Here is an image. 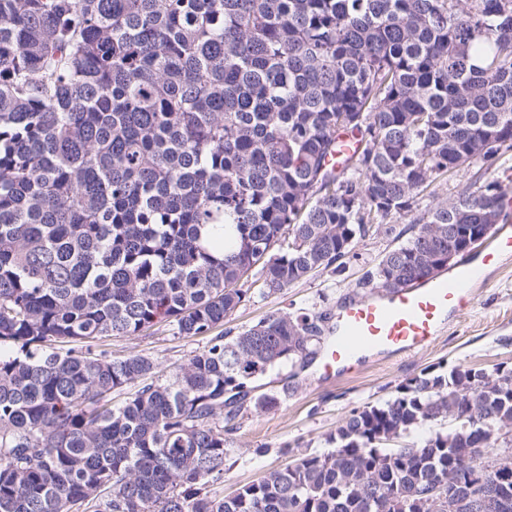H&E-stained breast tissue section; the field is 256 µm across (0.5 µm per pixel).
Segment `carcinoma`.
Instances as JSON below:
<instances>
[{
    "label": "carcinoma",
    "mask_w": 512,
    "mask_h": 512,
    "mask_svg": "<svg viewBox=\"0 0 512 512\" xmlns=\"http://www.w3.org/2000/svg\"><path fill=\"white\" fill-rule=\"evenodd\" d=\"M342 133L359 147L333 168ZM511 151L512 0H0V512H432L444 480L456 512H512V475L475 452L512 427L501 366L409 378L336 450L205 493L239 416L291 389L253 383L319 352L307 313L214 333L249 276L341 272L410 215L359 285L428 281L503 192L417 196ZM164 321L207 339L164 379L102 347ZM479 166H473L459 171L448 179L437 180L431 187V194H427L418 201L419 211L428 210L437 204L456 200L474 182V175Z\"/></svg>",
    "instance_id": "1"
}]
</instances>
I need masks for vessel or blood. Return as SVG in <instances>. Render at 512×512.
I'll list each match as a JSON object with an SVG mask.
<instances>
[{"mask_svg": "<svg viewBox=\"0 0 512 512\" xmlns=\"http://www.w3.org/2000/svg\"><path fill=\"white\" fill-rule=\"evenodd\" d=\"M512 254V196L504 198L502 225L473 256L426 283L349 299L336 313L330 341L319 359V379L329 382L371 361L428 347L453 318L472 307L486 272Z\"/></svg>", "mask_w": 512, "mask_h": 512, "instance_id": "obj_1", "label": "vessel or blood"}]
</instances>
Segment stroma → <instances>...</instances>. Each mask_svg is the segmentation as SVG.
Returning <instances> with one entry per match:
<instances>
[{"label": "stroma", "mask_w": 512, "mask_h": 512, "mask_svg": "<svg viewBox=\"0 0 512 512\" xmlns=\"http://www.w3.org/2000/svg\"><path fill=\"white\" fill-rule=\"evenodd\" d=\"M397 243L385 232L370 233L343 272L319 271L274 294L253 290L225 326L237 332L275 313H335L341 303L358 294L357 283L366 267ZM107 344L115 357L143 355L169 374L186 364L203 340L179 335L175 324L166 321L133 336L112 337ZM502 364L512 367V262L491 272L474 307L447 324L425 350L360 367L324 384L318 382L312 365L269 372L259 382L261 391H280L289 376L294 388L276 407L244 413L227 444L230 469L223 478L210 481L206 492L222 498L296 455L331 451L329 435L352 410L384 403L397 386L422 371L448 373L457 367L490 371Z\"/></svg>", "instance_id": "stroma-1"}]
</instances>
